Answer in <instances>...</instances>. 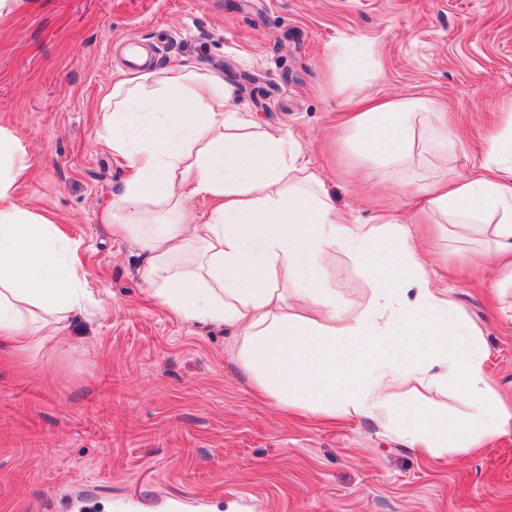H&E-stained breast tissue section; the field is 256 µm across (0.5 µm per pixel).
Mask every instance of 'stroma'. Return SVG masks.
Instances as JSON below:
<instances>
[{
    "label": "stroma",
    "mask_w": 512,
    "mask_h": 512,
    "mask_svg": "<svg viewBox=\"0 0 512 512\" xmlns=\"http://www.w3.org/2000/svg\"><path fill=\"white\" fill-rule=\"evenodd\" d=\"M220 78L259 129L291 133L351 223L411 225L405 187L489 162L512 131V0H20L0 16V130L25 146L14 201L77 255L80 309L44 316L34 356L0 346V512H512V427L475 453L421 457L366 418L284 416L258 397L223 328L181 320L140 276L145 252L106 222L131 171L102 146L100 100L137 62ZM355 53L352 66L336 57ZM425 98L461 144L440 161L416 139L375 185L341 130L356 96ZM480 235L417 241L432 285L481 330L485 369L512 403V288L471 271ZM338 303L373 304L363 258L330 251ZM400 404L457 418L446 388L403 387Z\"/></svg>",
    "instance_id": "1"
}]
</instances>
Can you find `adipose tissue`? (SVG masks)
I'll use <instances>...</instances> for the list:
<instances>
[{"mask_svg": "<svg viewBox=\"0 0 512 512\" xmlns=\"http://www.w3.org/2000/svg\"><path fill=\"white\" fill-rule=\"evenodd\" d=\"M182 69L129 73L101 100L100 137L135 174L113 205L123 231L144 242L140 274L174 315L214 323L235 338V357L255 387L282 408L328 418H369L405 433L420 454L485 447L512 426L484 368L480 332L432 287L414 240L397 220L352 224L320 175L300 164L287 133L250 132L220 80L189 84ZM363 150L405 166L416 129L455 142L428 101H365L345 122ZM492 165L424 188L426 206L445 221L483 225L495 259L512 281V137H494ZM26 152L0 132V340L21 351L45 341L26 312L64 314L82 303L72 286L76 262L53 225L11 200ZM217 205L188 223L185 193ZM365 256L371 310L337 306L321 280L328 251ZM441 364L434 372L433 364ZM450 380L469 413L448 420L396 405L389 385Z\"/></svg>", "mask_w": 512, "mask_h": 512, "instance_id": "1", "label": "adipose tissue"}]
</instances>
